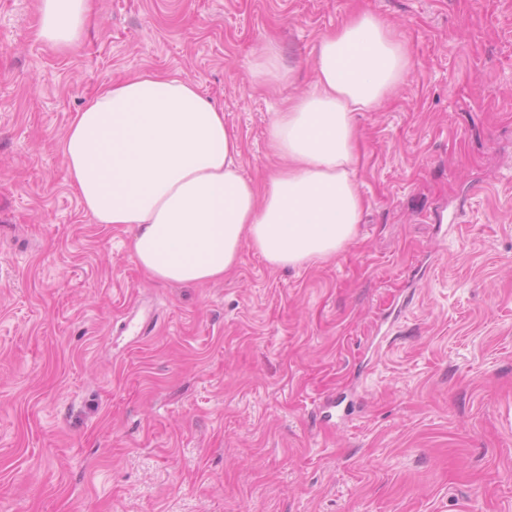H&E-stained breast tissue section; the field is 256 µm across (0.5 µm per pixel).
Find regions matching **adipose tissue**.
Here are the masks:
<instances>
[{"label": "adipose tissue", "mask_w": 512, "mask_h": 512, "mask_svg": "<svg viewBox=\"0 0 512 512\" xmlns=\"http://www.w3.org/2000/svg\"><path fill=\"white\" fill-rule=\"evenodd\" d=\"M90 0H41L38 36L66 47ZM317 78L267 128L282 167L256 186L224 112L194 82L145 72L109 83L77 112L62 142L66 180L99 224H132L131 249L155 280L222 279L251 247L275 268L336 257L358 235L364 200L355 116L407 79L412 57L395 28L360 13L314 51Z\"/></svg>", "instance_id": "ef3b65f1"}]
</instances>
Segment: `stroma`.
<instances>
[{
    "instance_id": "obj_1",
    "label": "stroma",
    "mask_w": 512,
    "mask_h": 512,
    "mask_svg": "<svg viewBox=\"0 0 512 512\" xmlns=\"http://www.w3.org/2000/svg\"><path fill=\"white\" fill-rule=\"evenodd\" d=\"M37 6L0 0V512H512V0H94L64 51ZM358 10L413 66L356 116L334 260L169 285L83 210L61 141L101 84L195 81L259 183ZM270 42L292 85L248 79Z\"/></svg>"
}]
</instances>
